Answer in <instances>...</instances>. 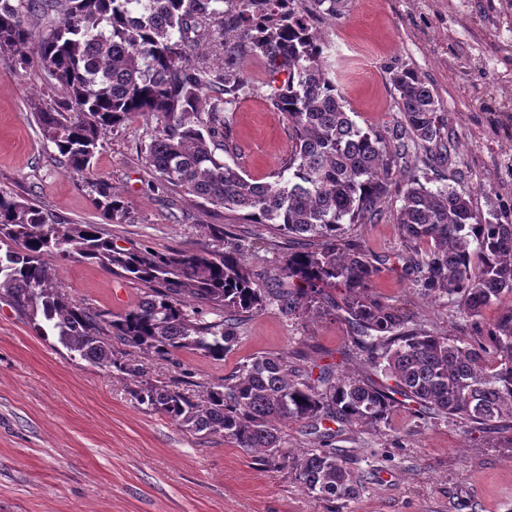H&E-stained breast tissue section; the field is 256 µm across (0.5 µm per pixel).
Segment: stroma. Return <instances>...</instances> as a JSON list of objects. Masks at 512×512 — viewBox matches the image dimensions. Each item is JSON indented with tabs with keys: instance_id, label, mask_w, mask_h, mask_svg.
Instances as JSON below:
<instances>
[{
	"instance_id": "obj_1",
	"label": "stroma",
	"mask_w": 512,
	"mask_h": 512,
	"mask_svg": "<svg viewBox=\"0 0 512 512\" xmlns=\"http://www.w3.org/2000/svg\"><path fill=\"white\" fill-rule=\"evenodd\" d=\"M326 58L359 126L384 129L398 117L393 70L415 68L434 89L456 149L445 182L468 195L482 218L512 222V0H343L335 19L316 22ZM67 93L40 65L18 73L0 54V190L33 200L75 224L98 225L127 249L217 247L208 225L225 224L250 241L248 265L267 286L282 284L288 253L319 250L271 226L181 192L150 187L142 149L156 122L132 116L105 134L91 175L57 160L36 114ZM233 158L264 182L291 147L287 119L260 95L227 106ZM123 197L130 221L103 217L87 177ZM402 192L393 189L372 222L353 224L350 239L370 258L405 252L396 223ZM58 283L74 299L119 314L134 306L141 284L98 265L55 262ZM374 291L409 324L464 336L467 319L447 298L428 299L385 272ZM223 358L196 351L169 359L134 353L153 376L180 378L197 395L261 354L292 363L331 362L346 353L343 373L365 376L361 356L347 354L352 326L333 316L294 318L269 306L247 314ZM333 448L357 475L350 501L312 497L291 466L276 469L221 436L193 435L137 405L125 375L106 373L56 338L38 336L28 318L0 301V512H512V429L463 425L447 415H417L402 402L375 428L336 425Z\"/></svg>"
}]
</instances>
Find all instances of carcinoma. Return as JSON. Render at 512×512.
Masks as SVG:
<instances>
[{"label":"carcinoma","instance_id":"1","mask_svg":"<svg viewBox=\"0 0 512 512\" xmlns=\"http://www.w3.org/2000/svg\"><path fill=\"white\" fill-rule=\"evenodd\" d=\"M341 0H0V51L26 68L37 62L68 90V101L37 112L43 136L69 169L84 173L110 128L133 115L158 127L144 149L154 184L239 212L290 239L315 238L318 252L295 250L284 263L292 288L259 283L246 264L252 244L222 224L207 229L212 252L150 246L125 249L96 224H66L32 202L0 193V299L28 315L41 336H55L90 364L127 376L145 410L183 430L220 435L275 465L286 458L280 425L288 420L376 427L402 396L484 426L512 427V306L489 324L483 310L512 297V224L483 219L470 198L446 185L427 186L409 146L439 171L454 150L437 99L417 71L393 73L398 118L386 133L362 128L346 110L325 60L327 45L312 13L334 17ZM57 22L30 47V22ZM206 40L222 46L220 70L194 65L189 52ZM265 60L268 79L254 86L239 60ZM283 113L293 145L267 182L252 181L220 159L235 147L226 106L259 90ZM406 189L396 223L407 253L401 276L427 297H446L470 319L467 336L410 328L373 285L389 258L371 260L347 239V225L379 215L395 170ZM104 215L129 218L115 192L92 178ZM95 263L139 282V302L114 315L73 299L53 282L51 261ZM345 293L352 343L372 377L337 376L340 364L294 367L288 354H262L199 397L114 355L112 343L162 357L189 349L222 358L237 340L236 316L277 306L286 315L336 309L327 290ZM223 312L203 319L202 308ZM303 489L325 501L359 492L336 452L311 449L293 459Z\"/></svg>","mask_w":512,"mask_h":512}]
</instances>
